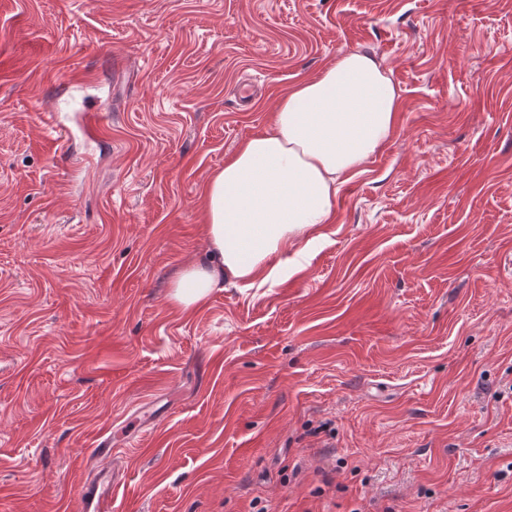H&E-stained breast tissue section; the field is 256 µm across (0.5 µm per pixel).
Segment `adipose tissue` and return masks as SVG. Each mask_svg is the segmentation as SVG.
<instances>
[{
    "instance_id": "obj_1",
    "label": "adipose tissue",
    "mask_w": 512,
    "mask_h": 512,
    "mask_svg": "<svg viewBox=\"0 0 512 512\" xmlns=\"http://www.w3.org/2000/svg\"><path fill=\"white\" fill-rule=\"evenodd\" d=\"M398 93L381 61L340 56L292 86L271 131L243 141L203 187L207 249L173 282L182 311L224 284L252 286L287 276L289 252L306 257L332 218L342 176L393 136Z\"/></svg>"
}]
</instances>
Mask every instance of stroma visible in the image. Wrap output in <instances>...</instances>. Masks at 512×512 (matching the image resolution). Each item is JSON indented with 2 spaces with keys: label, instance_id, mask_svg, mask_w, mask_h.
Instances as JSON below:
<instances>
[{
  "label": "stroma",
  "instance_id": "obj_1",
  "mask_svg": "<svg viewBox=\"0 0 512 512\" xmlns=\"http://www.w3.org/2000/svg\"><path fill=\"white\" fill-rule=\"evenodd\" d=\"M353 52L396 132L326 240L178 309L207 176ZM103 469L118 512H512V0H0V512Z\"/></svg>",
  "mask_w": 512,
  "mask_h": 512
}]
</instances>
